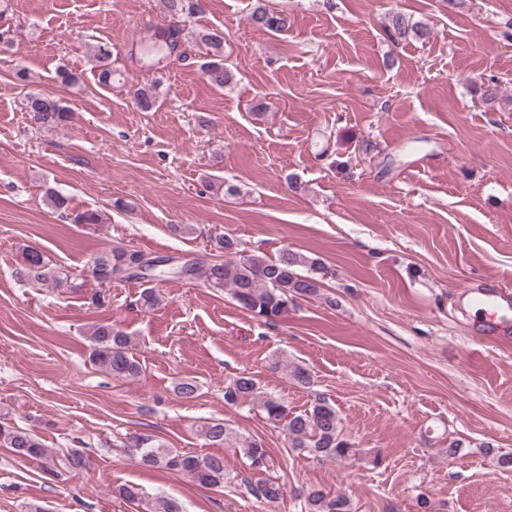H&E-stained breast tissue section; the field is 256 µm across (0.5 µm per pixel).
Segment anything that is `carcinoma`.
Here are the masks:
<instances>
[{
  "mask_svg": "<svg viewBox=\"0 0 512 512\" xmlns=\"http://www.w3.org/2000/svg\"><path fill=\"white\" fill-rule=\"evenodd\" d=\"M164 7L174 25L156 31L153 38L165 39L166 46L173 51L180 44L179 22L200 10L199 0H164ZM248 20L258 30L278 31L285 26L283 13L273 10L267 0H255ZM391 26L397 40L412 38L426 41L431 36V29L427 26L411 24L400 13L391 17ZM194 40L205 48L210 57L204 67L209 82L221 88L231 84L234 75L224 67V30L214 26L202 28L194 33ZM93 58L101 83L106 87L112 86L110 48L105 44L96 46ZM128 93L142 111H148L154 105L155 96L149 87H134ZM23 106L33 120L44 128H64L73 119V109L61 99L49 95L30 92L26 94ZM215 242L218 249L224 251V260L203 264L191 262L184 269V278L201 279L212 288L228 291L241 307L266 323L274 322L288 312V295L294 293L307 297L320 294L323 278L329 274L319 259L288 247L271 259L246 253L229 237L220 236ZM21 257L19 274L31 282L58 287L68 280V276L52 267L36 249H23ZM165 263L164 259L149 258L134 249L114 247L111 253L92 261L90 275L100 284L110 283L115 277L128 280L139 276V269L144 264H155L157 272L166 273L168 269ZM90 343L92 361L112 376L129 378L140 374L141 366L133 352L134 340L119 327L105 324L93 328ZM272 368L285 370L301 385L311 384V373L307 368L291 364L281 356L273 358ZM224 400L228 403L248 400L256 403L268 421L285 427L289 447L316 460L336 461L358 457L359 449L353 447L344 435L336 409L323 398L316 399L311 409L296 414L288 410L282 401L258 391L254 379L242 373L226 386ZM201 432L213 445L231 438V432L218 420L204 424ZM0 445L19 456L40 462L43 470L49 474L55 473L59 466L69 471L86 467L81 451L73 450L58 459L35 434L25 428L0 423ZM234 445L247 460L250 470L263 473L273 467V460L261 441L249 435H238L234 437ZM128 448L147 466L178 469L205 486L224 484L222 457L199 459L179 454L148 434L133 437ZM245 489L255 499L269 503L283 496L282 485L270 476L254 482L246 481ZM306 509L307 512H352L350 499L346 495H332L321 489L308 491Z\"/></svg>",
  "mask_w": 512,
  "mask_h": 512,
  "instance_id": "1",
  "label": "carcinoma"
}]
</instances>
